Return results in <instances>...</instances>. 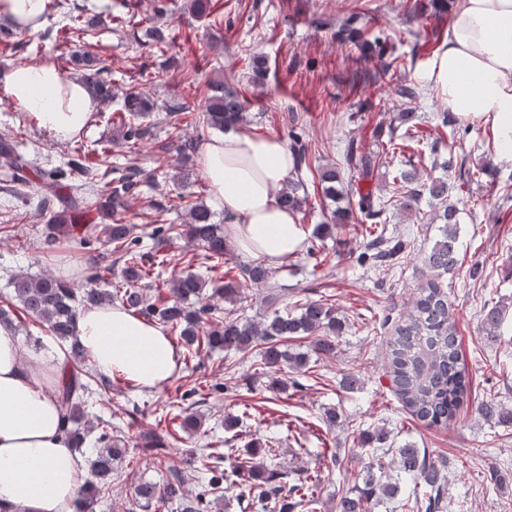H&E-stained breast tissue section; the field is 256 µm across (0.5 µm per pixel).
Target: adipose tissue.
<instances>
[{"mask_svg":"<svg viewBox=\"0 0 512 512\" xmlns=\"http://www.w3.org/2000/svg\"><path fill=\"white\" fill-rule=\"evenodd\" d=\"M427 78L450 112L490 128L496 155L512 158V0H455ZM0 91L59 142L82 132L97 107L86 85L50 60L0 72ZM198 163L239 250L277 267L302 249L299 217L276 197L294 168L283 140L229 130L202 144ZM77 338L106 378L154 389L177 368L162 326L117 304L83 310ZM66 371L62 351L48 344L23 352L18 336L0 327V512H75L89 474L64 430L56 386Z\"/></svg>","mask_w":512,"mask_h":512,"instance_id":"adipose-tissue-1","label":"adipose tissue"}]
</instances>
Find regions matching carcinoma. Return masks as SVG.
<instances>
[{
    "label": "carcinoma",
    "mask_w": 512,
    "mask_h": 512,
    "mask_svg": "<svg viewBox=\"0 0 512 512\" xmlns=\"http://www.w3.org/2000/svg\"><path fill=\"white\" fill-rule=\"evenodd\" d=\"M101 20L83 12L70 15V29L90 35L100 27ZM372 56L378 58L385 71L397 66L398 58L388 54L387 42L381 39L368 45ZM81 69V79L101 101L112 100V83L104 77L108 72L106 61L100 56L87 53L74 59ZM202 111L194 122L200 128L224 130L247 122L244 98L237 89L214 80L208 85ZM157 109L156 102L143 91L125 94L121 108L120 133L124 143L133 147L150 135L145 124ZM415 113L399 112L389 123L373 127L371 138L375 148L350 140L343 152L342 165L324 170L319 183L324 185L326 198L336 201L339 190L336 184L344 175L358 177V181H370L382 164L388 151L405 149L408 144L420 141V129L414 123ZM290 150L295 159V171L288 178L278 195L280 204L300 212L306 204V184L303 169L309 167L307 148L303 137L288 133ZM203 137L178 138L172 144L179 169L193 161ZM109 149L97 146L73 149L61 165L50 169L33 167L17 150L14 134L0 132V165L13 171L11 183L3 192L15 200L28 203L32 200L28 187L38 179L57 189L56 200L43 199L38 205L51 210V223L45 228L48 242L60 236L67 238L77 230V221L84 214L96 211L107 220L102 225H88L79 231L77 241L88 250L89 283H112V262L109 257L119 255L124 261L120 281L114 288H82L77 290L66 281L52 275L32 277L15 274L10 279L14 299L21 310L34 322L45 326L49 335L66 346L70 372L62 381L60 400L65 407L64 423L72 447L82 448L93 432L85 421V408L93 393L104 396L112 391V379L101 378L83 369L87 354L76 340V328L80 311L104 303H118L134 316L156 321L178 335L187 349L185 362L193 361L203 346L209 349L224 348L244 354L256 352L249 369L240 376L245 387L253 390L263 376L287 369L289 373H306L309 355L288 349V339L296 336L312 338V351L325 359L336 354V337L344 329V323L336 316V308L326 299L298 298L283 308H276L257 321L245 312L253 306V294L239 286L243 279L258 287L267 283L271 271L263 263H238L227 268L229 277L221 288L206 290V281L195 272H187L169 283L168 295L162 287H156L152 296L144 293L143 281L151 277L154 268L165 262V247L171 240L186 237L204 245V260L219 265L229 263L231 244L224 234V225L213 220L208 206L198 201L183 202L187 211L184 224H168L162 219L154 222L148 233L155 247L145 251L141 237L135 235L136 225L112 222L110 218L125 207L128 199L136 196L141 186V172L134 166L112 180V187L96 190L100 166L108 162ZM396 199L383 200L370 189H357L346 195V205L331 211L330 219L316 225L313 237L322 241L336 225L362 224L363 243L355 261L362 267L393 268L405 258L406 241L387 234V219L383 218L389 207L397 206L404 212H414L423 198L438 202L430 223L438 225V235L430 248L418 256L421 264V280L411 305L396 319H384L389 328L387 341V369L392 376L394 392L403 407L427 428L446 426L458 414L469 398V380L462 363L457 336L453 302L444 284V276L461 264L458 238L460 233V209L448 203V181L441 178L426 181L414 172H403L394 180ZM100 242L106 250L93 248ZM222 298L232 305L223 309L213 303ZM503 309L490 308L482 320L487 337L500 335L503 326ZM477 412L485 418H497L512 422V411L498 401L489 399L477 406ZM164 421L181 431H196L201 426L197 416L180 410L165 415ZM120 428L112 422L104 426L94 438L95 451L89 460L91 481L84 489L79 512H93L94 503L106 494L112 481L117 479L119 463L127 455ZM389 431L385 426H368L361 430V445L367 459L360 470L361 483L341 491L336 501V512H369L370 506L383 502H397L391 512H448V481L444 472L448 461H436L424 448L406 444L400 448L385 447ZM143 447L154 451L159 463H164L167 443L164 436L147 434L142 437ZM262 453V445L252 442L244 448H204L195 455L197 469L201 472L197 492L187 493L180 471L169 469L166 481L159 485L142 481L135 486V500L142 507L152 504L178 505L180 512H208L212 502L221 500L226 485L242 488L240 498L246 507L255 512H317L320 503L318 479L313 472L295 484H288V475L267 471L256 463ZM230 462V468L222 463ZM410 483L411 492L399 499V478Z\"/></svg>",
    "instance_id": "carcinoma-1"
}]
</instances>
